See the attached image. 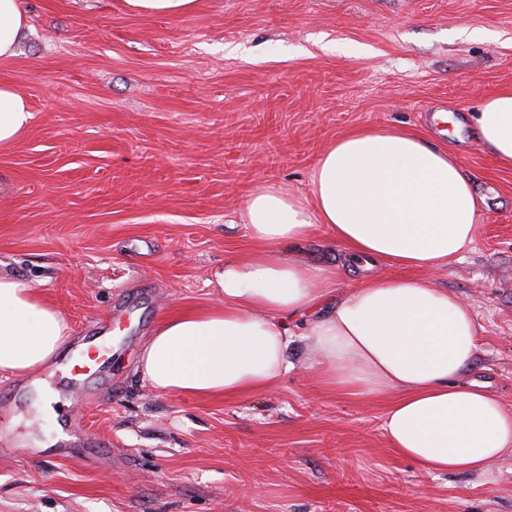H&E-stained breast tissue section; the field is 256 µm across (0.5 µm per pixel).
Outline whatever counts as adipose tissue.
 Wrapping results in <instances>:
<instances>
[{
    "label": "adipose tissue",
    "mask_w": 512,
    "mask_h": 512,
    "mask_svg": "<svg viewBox=\"0 0 512 512\" xmlns=\"http://www.w3.org/2000/svg\"><path fill=\"white\" fill-rule=\"evenodd\" d=\"M22 0H0V60L25 32ZM33 114L0 82V148ZM479 141L512 168V86L470 116ZM483 203L458 156L409 129L358 126L331 143L303 196L279 187L253 193L241 214L256 248L226 260L210 279L220 304L168 313L139 351L138 369L157 391L238 398L294 368L288 349L305 341L322 380L349 395L387 400L391 448L430 474L484 473L512 453V413L486 386L463 377L481 349L470 307L416 279L375 265L436 272L457 261L478 230ZM326 225L357 274L337 292L334 271L289 259L286 248ZM71 336L37 288L0 274V373L48 366Z\"/></svg>",
    "instance_id": "obj_1"
}]
</instances>
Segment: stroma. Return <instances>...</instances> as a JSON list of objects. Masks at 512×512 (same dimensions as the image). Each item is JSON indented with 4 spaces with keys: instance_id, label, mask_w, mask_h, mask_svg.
Here are the masks:
<instances>
[{
    "instance_id": "obj_1",
    "label": "stroma",
    "mask_w": 512,
    "mask_h": 512,
    "mask_svg": "<svg viewBox=\"0 0 512 512\" xmlns=\"http://www.w3.org/2000/svg\"><path fill=\"white\" fill-rule=\"evenodd\" d=\"M24 4L0 81L34 120L0 149V272L39 288L72 338L32 377L0 375V512H512V454L484 475L422 472L390 448L385 401L326 389L304 343L286 377L234 400L162 394L136 369L165 314L215 303L211 272L251 257L250 193L307 192L348 129L410 128L455 151L485 200L474 243L418 278L470 306L467 377L512 411V169L468 121L512 86V0H200L179 18ZM289 254L350 286L324 227ZM95 338L101 366L74 380L65 362ZM36 387L97 464L42 447Z\"/></svg>"
}]
</instances>
